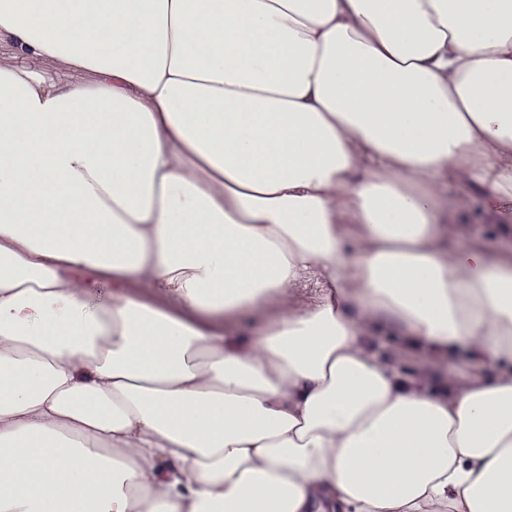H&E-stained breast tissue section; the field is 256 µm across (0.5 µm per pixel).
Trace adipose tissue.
I'll return each instance as SVG.
<instances>
[{"instance_id":"1","label":"adipose tissue","mask_w":512,"mask_h":512,"mask_svg":"<svg viewBox=\"0 0 512 512\" xmlns=\"http://www.w3.org/2000/svg\"><path fill=\"white\" fill-rule=\"evenodd\" d=\"M1 44L0 512H512V370L365 344L512 362L438 188L512 198V0H0ZM440 367L449 375L464 378L480 366V361L472 352L466 349H458L441 359Z\"/></svg>"}]
</instances>
